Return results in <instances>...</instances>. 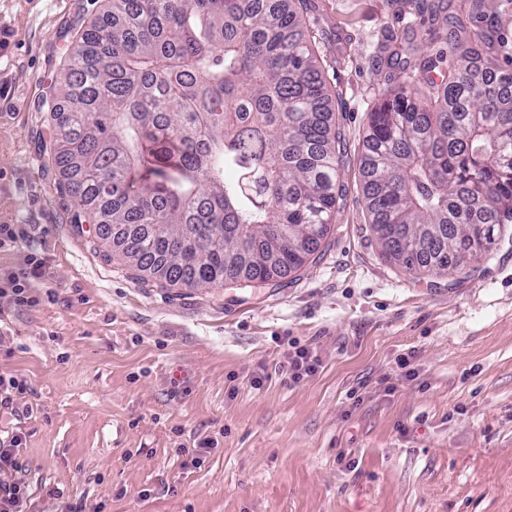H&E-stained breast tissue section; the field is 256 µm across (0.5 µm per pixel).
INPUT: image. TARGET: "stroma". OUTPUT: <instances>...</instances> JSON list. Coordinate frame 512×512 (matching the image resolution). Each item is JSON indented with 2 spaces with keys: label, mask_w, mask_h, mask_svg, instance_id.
<instances>
[{
  "label": "stroma",
  "mask_w": 512,
  "mask_h": 512,
  "mask_svg": "<svg viewBox=\"0 0 512 512\" xmlns=\"http://www.w3.org/2000/svg\"><path fill=\"white\" fill-rule=\"evenodd\" d=\"M102 5L0 0V225L17 233L0 274L42 262L27 303L0 298V373L26 387L0 432L24 435L27 512H512V229L462 274L416 278L381 254L362 202L386 49L429 13L310 0L348 146L321 259L283 283L160 289L96 251L54 165V82ZM294 346L320 364L298 382Z\"/></svg>",
  "instance_id": "obj_1"
}]
</instances>
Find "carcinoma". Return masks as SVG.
I'll list each match as a JSON object with an SVG mask.
<instances>
[{
    "label": "carcinoma",
    "instance_id": "cac0c4a2",
    "mask_svg": "<svg viewBox=\"0 0 512 512\" xmlns=\"http://www.w3.org/2000/svg\"><path fill=\"white\" fill-rule=\"evenodd\" d=\"M404 40L367 112L370 231L409 272L452 275L512 224V0ZM307 0H106L57 79L55 163L160 287L269 284L321 254L346 203Z\"/></svg>",
    "mask_w": 512,
    "mask_h": 512
}]
</instances>
